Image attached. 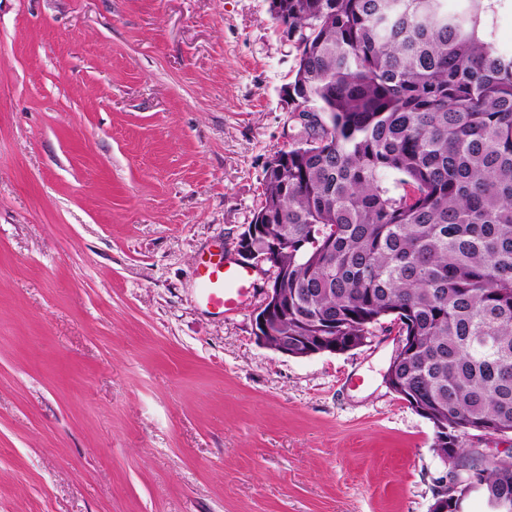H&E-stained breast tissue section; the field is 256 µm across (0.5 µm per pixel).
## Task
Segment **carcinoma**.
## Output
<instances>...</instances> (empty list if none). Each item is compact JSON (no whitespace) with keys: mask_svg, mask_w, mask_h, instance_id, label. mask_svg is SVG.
I'll return each mask as SVG.
<instances>
[{"mask_svg":"<svg viewBox=\"0 0 512 512\" xmlns=\"http://www.w3.org/2000/svg\"><path fill=\"white\" fill-rule=\"evenodd\" d=\"M498 0H279L300 125L264 169L252 223L275 225L288 315L272 344L360 346L389 323L393 364L435 428L448 512L512 501V461L466 438L512 433V54ZM393 179V192L387 180ZM493 29L499 48L512 53V0H500L495 4Z\"/></svg>","mask_w":512,"mask_h":512,"instance_id":"carcinoma-1","label":"carcinoma"}]
</instances>
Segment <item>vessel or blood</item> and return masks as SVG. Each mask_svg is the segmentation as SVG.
<instances>
[{"label":"vessel or blood","mask_w":512,"mask_h":512,"mask_svg":"<svg viewBox=\"0 0 512 512\" xmlns=\"http://www.w3.org/2000/svg\"><path fill=\"white\" fill-rule=\"evenodd\" d=\"M196 278L200 302L225 313L238 310L255 291V270L219 251L201 257Z\"/></svg>","instance_id":"vessel-or-blood-1"}]
</instances>
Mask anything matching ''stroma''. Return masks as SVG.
Segmentation results:
<instances>
[{
  "instance_id": "1",
  "label": "stroma",
  "mask_w": 512,
  "mask_h": 512,
  "mask_svg": "<svg viewBox=\"0 0 512 512\" xmlns=\"http://www.w3.org/2000/svg\"><path fill=\"white\" fill-rule=\"evenodd\" d=\"M270 0H0V512H430L392 335L294 358L196 298L293 132Z\"/></svg>"
}]
</instances>
